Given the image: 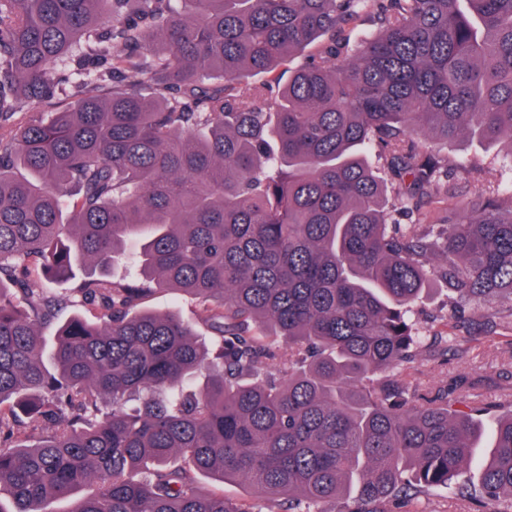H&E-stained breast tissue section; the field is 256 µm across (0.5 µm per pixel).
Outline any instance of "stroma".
Instances as JSON below:
<instances>
[{
	"label": "stroma",
	"mask_w": 512,
	"mask_h": 512,
	"mask_svg": "<svg viewBox=\"0 0 512 512\" xmlns=\"http://www.w3.org/2000/svg\"><path fill=\"white\" fill-rule=\"evenodd\" d=\"M445 166L461 196L492 193L512 182V153L507 148L485 149L463 139L440 149ZM417 345L413 366L423 389L438 394L451 377L468 373L475 392L489 411L485 427L512 409V298L498 296L456 308L443 285L435 289L415 311Z\"/></svg>",
	"instance_id": "stroma-1"
}]
</instances>
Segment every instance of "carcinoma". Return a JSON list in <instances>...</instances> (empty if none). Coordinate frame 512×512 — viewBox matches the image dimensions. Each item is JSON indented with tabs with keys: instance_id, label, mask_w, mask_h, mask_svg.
Here are the masks:
<instances>
[{
	"instance_id": "1",
	"label": "carcinoma",
	"mask_w": 512,
	"mask_h": 512,
	"mask_svg": "<svg viewBox=\"0 0 512 512\" xmlns=\"http://www.w3.org/2000/svg\"><path fill=\"white\" fill-rule=\"evenodd\" d=\"M463 136L512 148V0H0V512H254L200 475L268 512L448 487L486 407L464 376L416 400L414 306L433 274L512 295V188L461 200L432 149ZM434 195L447 223L390 230ZM45 280L83 308L50 344ZM459 495L512 512V412ZM145 305L155 311L177 313L185 321L191 323L200 336L208 335L206 326L198 320L195 303L172 290L156 291L146 299ZM200 486L207 490H224V497L228 500L239 502L247 501L255 510L266 512L268 503L259 498H250V494L244 491L242 485L236 482L220 483L212 480L211 478L201 477Z\"/></svg>"
}]
</instances>
